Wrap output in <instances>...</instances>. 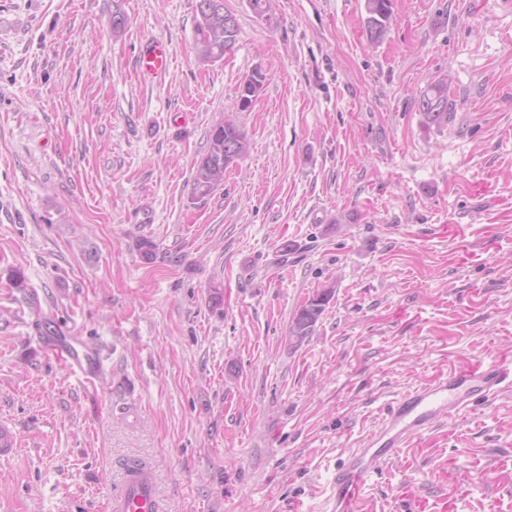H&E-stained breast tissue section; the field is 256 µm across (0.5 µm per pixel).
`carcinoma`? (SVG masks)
<instances>
[{"mask_svg": "<svg viewBox=\"0 0 512 512\" xmlns=\"http://www.w3.org/2000/svg\"><path fill=\"white\" fill-rule=\"evenodd\" d=\"M366 28L372 40L383 36L392 21V0H365ZM236 18L225 9L201 13L196 25V50L204 62L224 58L237 40ZM266 75L256 67L239 86V106L244 108L259 95ZM448 81L443 77L427 86L418 100L419 111L428 125H446L448 113ZM249 151L246 134L229 116L217 123L208 136L205 154L196 163L192 193L201 198L213 193L224 183V171L237 165ZM332 297V289L320 291L293 315L288 328V344L299 347L313 335L315 327Z\"/></svg>", "mask_w": 512, "mask_h": 512, "instance_id": "obj_1", "label": "carcinoma"}]
</instances>
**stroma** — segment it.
Listing matches in <instances>:
<instances>
[{"mask_svg": "<svg viewBox=\"0 0 512 512\" xmlns=\"http://www.w3.org/2000/svg\"><path fill=\"white\" fill-rule=\"evenodd\" d=\"M224 6L237 41L207 63L197 0H0V512H104L132 459L168 512H335L338 462L401 393L512 364V6L392 0L375 41L365 0ZM155 38L171 69L147 83ZM445 76L450 120L425 126ZM230 113L249 153L195 197ZM47 319L98 344L99 380ZM356 512H512V383L400 449ZM140 71L145 78L154 79L165 76L169 69L167 45L160 39H153L139 52ZM266 75L262 74L260 68L256 67L251 74L239 86V106L245 108L249 106L252 99L259 95L264 87ZM332 297L331 289H323L300 307L293 315L288 328V344L300 347L310 336ZM41 338L73 372L85 382H92L102 370L99 350L84 345L79 336H51L54 334L48 324H42Z\"/></svg>", "mask_w": 512, "mask_h": 512, "instance_id": "1", "label": "stroma"}]
</instances>
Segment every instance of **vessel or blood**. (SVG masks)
<instances>
[{
  "instance_id": "1",
  "label": "vessel or blood",
  "mask_w": 512,
  "mask_h": 512,
  "mask_svg": "<svg viewBox=\"0 0 512 512\" xmlns=\"http://www.w3.org/2000/svg\"><path fill=\"white\" fill-rule=\"evenodd\" d=\"M143 77L165 76L169 52L164 41L153 39L139 52ZM46 344L84 381H93L102 370L101 355L76 336H49ZM499 367H464L441 374L436 380L407 391L392 402L377 428L336 470V512H353L371 473L413 438L471 405L490 399L504 382ZM109 512H165L155 492L151 469L131 462L122 483L108 501Z\"/></svg>"
}]
</instances>
